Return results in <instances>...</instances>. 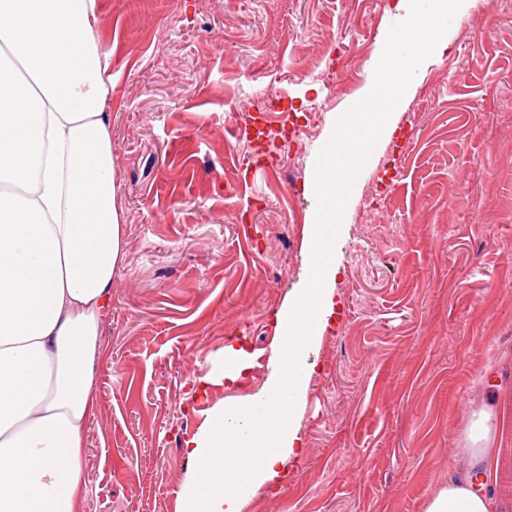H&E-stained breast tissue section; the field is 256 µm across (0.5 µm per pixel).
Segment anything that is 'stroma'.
Instances as JSON below:
<instances>
[{"mask_svg": "<svg viewBox=\"0 0 512 512\" xmlns=\"http://www.w3.org/2000/svg\"><path fill=\"white\" fill-rule=\"evenodd\" d=\"M96 3L124 256L79 512H179L186 442L216 403L264 386L275 314L316 274L331 205L336 312L304 450L247 512H424L471 469L485 408L512 451V0H456L447 51L377 117L362 106L390 68L394 0ZM269 119L291 138L234 133ZM238 341L245 381L204 385Z\"/></svg>", "mask_w": 512, "mask_h": 512, "instance_id": "obj_1", "label": "stroma"}]
</instances>
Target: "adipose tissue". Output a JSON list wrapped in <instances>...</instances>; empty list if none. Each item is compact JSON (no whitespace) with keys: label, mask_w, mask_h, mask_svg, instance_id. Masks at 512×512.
I'll list each match as a JSON object with an SVG mask.
<instances>
[{"label":"adipose tissue","mask_w":512,"mask_h":512,"mask_svg":"<svg viewBox=\"0 0 512 512\" xmlns=\"http://www.w3.org/2000/svg\"><path fill=\"white\" fill-rule=\"evenodd\" d=\"M399 39L417 54L442 53L429 15L397 0ZM95 0H0V512H77L85 494L83 431L96 414L90 380L123 258V226L106 106L112 85L93 35ZM335 265L298 289L275 319L270 372L259 393L215 405L188 440L191 471L182 512H245L256 491L280 481L303 448L298 415L312 356L335 308ZM484 477L498 453L491 415L467 436ZM475 479L430 494L425 512H496Z\"/></svg>","instance_id":"obj_1"}]
</instances>
